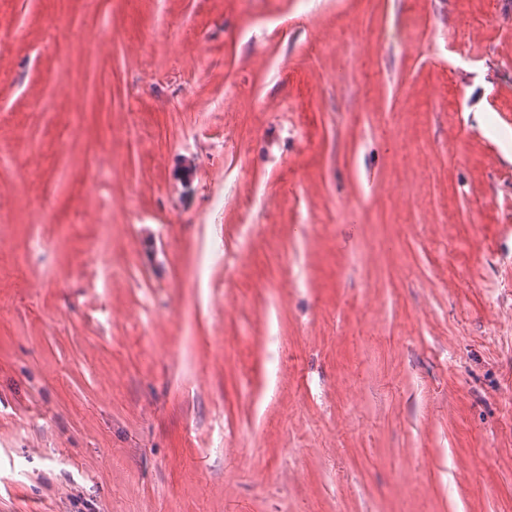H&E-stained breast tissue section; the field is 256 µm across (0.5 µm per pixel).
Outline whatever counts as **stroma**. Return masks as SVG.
<instances>
[{
  "label": "stroma",
  "mask_w": 512,
  "mask_h": 512,
  "mask_svg": "<svg viewBox=\"0 0 512 512\" xmlns=\"http://www.w3.org/2000/svg\"><path fill=\"white\" fill-rule=\"evenodd\" d=\"M509 16L0 0V512H512Z\"/></svg>",
  "instance_id": "stroma-1"
}]
</instances>
